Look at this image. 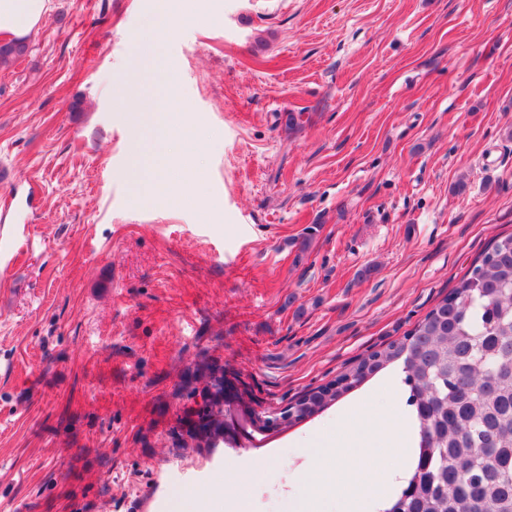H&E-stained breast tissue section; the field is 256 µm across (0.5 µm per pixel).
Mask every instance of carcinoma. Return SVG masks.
<instances>
[{"instance_id": "cac0c4a2", "label": "carcinoma", "mask_w": 512, "mask_h": 512, "mask_svg": "<svg viewBox=\"0 0 512 512\" xmlns=\"http://www.w3.org/2000/svg\"><path fill=\"white\" fill-rule=\"evenodd\" d=\"M25 52L0 44V65ZM394 365L417 431L416 464L382 512H512V233L495 238L410 332L291 409L298 420L312 416ZM187 433L218 447L223 398L207 396Z\"/></svg>"}]
</instances>
